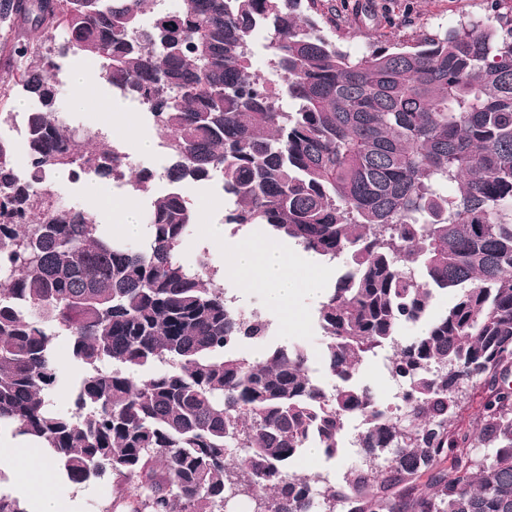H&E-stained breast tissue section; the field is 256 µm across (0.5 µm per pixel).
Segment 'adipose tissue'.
<instances>
[{
    "instance_id": "ef3b65f1",
    "label": "adipose tissue",
    "mask_w": 512,
    "mask_h": 512,
    "mask_svg": "<svg viewBox=\"0 0 512 512\" xmlns=\"http://www.w3.org/2000/svg\"><path fill=\"white\" fill-rule=\"evenodd\" d=\"M311 264L310 257L294 256L276 244L257 239L236 247L231 271L246 287L262 290L269 305L285 313L299 295L321 297L317 278L299 273L300 268Z\"/></svg>"
}]
</instances>
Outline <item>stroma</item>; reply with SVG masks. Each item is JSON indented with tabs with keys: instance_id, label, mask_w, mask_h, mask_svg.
Here are the masks:
<instances>
[{
	"instance_id": "stroma-1",
	"label": "stroma",
	"mask_w": 512,
	"mask_h": 512,
	"mask_svg": "<svg viewBox=\"0 0 512 512\" xmlns=\"http://www.w3.org/2000/svg\"><path fill=\"white\" fill-rule=\"evenodd\" d=\"M325 10L334 19L330 38L351 57L357 58L368 52L372 45H412L422 38L444 34L461 22L485 21L497 16L512 19V0H327ZM84 91L87 96L109 103L112 114L122 122L121 128L115 131L116 136L130 145L139 139L153 142V151L137 154L136 160L156 171H163L167 161L161 146L163 136L153 124L146 119L132 121L129 101L113 96L105 84L91 82ZM181 190L194 205L195 225L181 249L182 259L191 263L201 245L208 242L210 225L223 223L233 203L224 201L222 207L216 209L209 206L208 201L217 190L213 181H188L182 184ZM219 283L238 305L258 307L263 317L276 320L278 327L268 337V344L289 341L305 344L314 376L322 377L316 301L299 297L291 314L287 315L270 308L260 290L244 287L235 275H223ZM360 460V454L353 448L344 449L333 459L320 453H308L295 464L294 470L300 475L320 473L340 483L346 470ZM0 491L19 498L26 512H112L111 482L94 480L73 484L53 471L48 477V488L43 491L34 486L19 485L13 478L11 461L6 457L0 458Z\"/></svg>"
}]
</instances>
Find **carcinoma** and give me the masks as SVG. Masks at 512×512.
I'll return each mask as SVG.
<instances>
[{
	"instance_id": "1",
	"label": "carcinoma",
	"mask_w": 512,
	"mask_h": 512,
	"mask_svg": "<svg viewBox=\"0 0 512 512\" xmlns=\"http://www.w3.org/2000/svg\"><path fill=\"white\" fill-rule=\"evenodd\" d=\"M41 32L33 41L23 25ZM319 0H0V126L22 118L28 164L0 138V432L34 444L73 483L109 477L112 509L224 512H512V23L476 21L353 60L324 32ZM272 34L274 92L248 46ZM69 55L140 103L165 138V178H220L224 223L287 238L332 263L320 301L327 388L306 348L269 347L212 262L180 258L194 217L157 172L58 111ZM145 200L133 249L46 182L110 181ZM453 302L429 317L435 293ZM406 324L423 325L400 342ZM85 367L57 401L55 340ZM394 345L395 413L356 382ZM490 395L476 428H450L465 386ZM365 463L344 483L291 466L336 457L350 417ZM388 453L387 465L374 460Z\"/></svg>"
}]
</instances>
